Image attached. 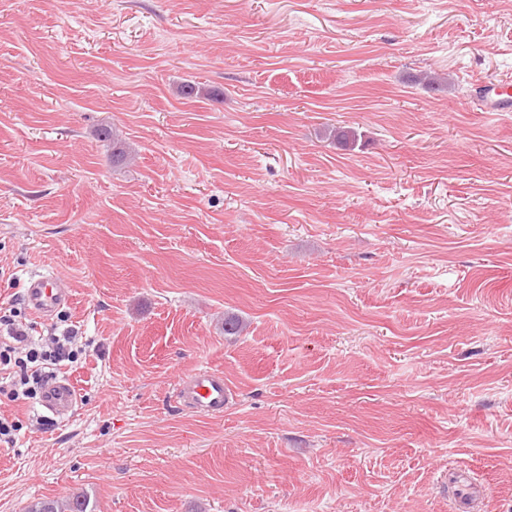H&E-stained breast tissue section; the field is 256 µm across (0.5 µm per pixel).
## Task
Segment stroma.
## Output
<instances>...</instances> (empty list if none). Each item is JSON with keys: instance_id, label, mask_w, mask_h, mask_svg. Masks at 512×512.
<instances>
[{"instance_id": "1", "label": "stroma", "mask_w": 512, "mask_h": 512, "mask_svg": "<svg viewBox=\"0 0 512 512\" xmlns=\"http://www.w3.org/2000/svg\"><path fill=\"white\" fill-rule=\"evenodd\" d=\"M507 77L512 0H0V315L56 270L83 351L0 512H512ZM482 90L485 107L488 112H512V82L500 81L497 84L479 82ZM177 384V392L186 409L205 415L224 412L227 391L224 387V376L218 371L197 369L182 375ZM77 396L67 379L49 378L42 394V407L58 419L69 418L73 413ZM454 507L457 512H471L473 502L479 496L475 486L463 475H457L453 482ZM26 512H93L89 510V499L83 495H77L65 502L49 499H37L32 501Z\"/></svg>"}]
</instances>
